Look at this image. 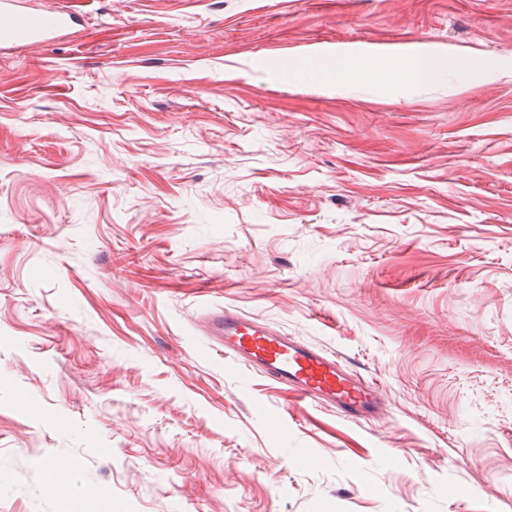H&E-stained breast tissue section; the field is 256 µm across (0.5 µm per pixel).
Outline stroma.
<instances>
[{
    "label": "stroma",
    "mask_w": 512,
    "mask_h": 512,
    "mask_svg": "<svg viewBox=\"0 0 512 512\" xmlns=\"http://www.w3.org/2000/svg\"><path fill=\"white\" fill-rule=\"evenodd\" d=\"M29 2L74 21L0 46V512H512V0ZM421 45L429 83L300 75ZM210 332L221 337L224 353L290 387L303 401H326L350 418L371 414L380 405L376 391L342 371L335 359L294 337L273 333L257 320L224 309L213 315Z\"/></svg>",
    "instance_id": "1"
}]
</instances>
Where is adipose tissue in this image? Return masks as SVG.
Wrapping results in <instances>:
<instances>
[{
	"instance_id": "ef3b65f1",
	"label": "adipose tissue",
	"mask_w": 512,
	"mask_h": 512,
	"mask_svg": "<svg viewBox=\"0 0 512 512\" xmlns=\"http://www.w3.org/2000/svg\"><path fill=\"white\" fill-rule=\"evenodd\" d=\"M347 51L339 50L324 57L319 67L308 69L310 78L321 81L349 82L362 77L390 75L414 82H429L440 73L443 58L428 50L398 52L392 48H379L362 55L358 68L348 64Z\"/></svg>"
}]
</instances>
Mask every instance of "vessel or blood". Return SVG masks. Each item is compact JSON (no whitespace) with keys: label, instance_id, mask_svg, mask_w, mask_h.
Returning <instances> with one entry per match:
<instances>
[{"label":"vessel or blood","instance_id":"vessel-or-blood-1","mask_svg":"<svg viewBox=\"0 0 512 512\" xmlns=\"http://www.w3.org/2000/svg\"><path fill=\"white\" fill-rule=\"evenodd\" d=\"M71 20V13L61 8H30L23 0H0V45L46 43L68 29ZM210 332L221 337L225 353L245 368L290 387L302 400L328 402L350 418L373 413L380 405L376 391L342 371L335 359L294 337L273 333L257 320L220 311L211 319Z\"/></svg>","mask_w":512,"mask_h":512}]
</instances>
